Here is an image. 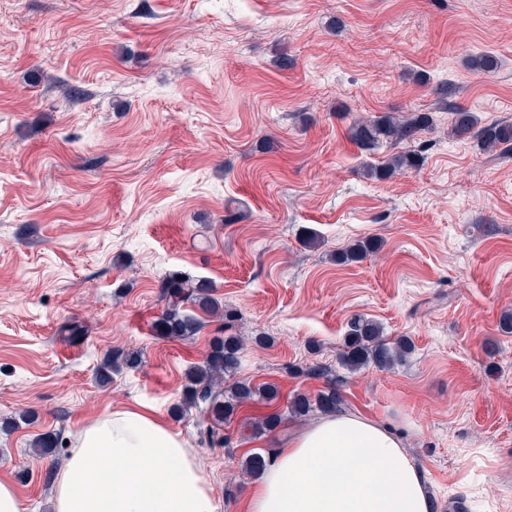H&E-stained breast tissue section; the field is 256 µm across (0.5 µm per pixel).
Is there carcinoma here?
I'll return each mask as SVG.
<instances>
[{
	"mask_svg": "<svg viewBox=\"0 0 512 512\" xmlns=\"http://www.w3.org/2000/svg\"><path fill=\"white\" fill-rule=\"evenodd\" d=\"M496 67L495 57L486 53L478 54L471 60V69L478 73L491 72ZM452 116L451 131L457 140H472L486 152L498 148L512 151V122L494 121L480 127L475 117L462 109L452 112ZM433 124L434 119L428 112H409L404 115L389 112L374 118L354 120L349 127V134L362 148L372 150L383 144L413 142L420 132L433 128ZM419 165L418 154L401 152L393 155L386 164L369 169L368 175L383 180L406 173ZM374 249L372 240H358L336 254V261H357ZM161 296L166 300V307L155 323V329L160 336L181 339L196 335L201 328V322L195 314L184 311L183 306L186 304L218 319L216 335L209 342L205 359L200 365L191 368L185 376L182 400L176 406V411L195 410V426L200 437L212 445L224 444L225 437L216 432V425L232 418L239 403L248 400L270 403L279 397V391L272 384L255 387L247 382L237 381L232 385L231 398L224 400V382L235 376L244 346L241 337L224 335L228 324L235 320V313L224 309V304L215 297L212 286L205 280L183 277L179 279L172 274L161 283ZM411 350L412 345L407 340L389 342L377 322L355 316L349 322L339 360L342 367L351 373L370 364L387 369ZM137 365V356L109 351L98 369L99 381L107 383L112 379L113 372ZM341 405V394L333 384L313 398L296 395L289 404V412L295 417L306 416L316 409L333 414L340 410ZM58 447L59 437L55 432L42 433L33 442L34 453L39 457L54 455Z\"/></svg>",
	"mask_w": 512,
	"mask_h": 512,
	"instance_id": "1",
	"label": "carcinoma"
}]
</instances>
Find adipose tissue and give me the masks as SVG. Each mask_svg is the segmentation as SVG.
<instances>
[{
  "label": "adipose tissue",
  "instance_id": "obj_1",
  "mask_svg": "<svg viewBox=\"0 0 512 512\" xmlns=\"http://www.w3.org/2000/svg\"><path fill=\"white\" fill-rule=\"evenodd\" d=\"M51 512H221L178 432L124 407L79 433ZM427 473L399 434L356 415L319 419L267 460L245 512H431Z\"/></svg>",
  "mask_w": 512,
  "mask_h": 512
}]
</instances>
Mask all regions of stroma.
<instances>
[{"instance_id":"stroma-1","label":"stroma","mask_w":512,"mask_h":512,"mask_svg":"<svg viewBox=\"0 0 512 512\" xmlns=\"http://www.w3.org/2000/svg\"><path fill=\"white\" fill-rule=\"evenodd\" d=\"M0 20V478L22 512H47L78 432L127 406L180 432L240 512L242 461L315 423L288 404L331 377L342 412L399 433L434 512H512V153L450 134L454 107L512 121V0H0ZM482 52L493 72L470 69ZM384 112L434 127L419 168L377 180L364 166L390 148L348 128ZM175 273L236 311L237 380L280 390L220 424L223 447L172 412L217 327L154 332ZM355 315L413 352L349 373ZM111 349L142 363L103 385ZM312 365L327 376L295 372ZM271 413L279 429L254 435ZM48 431L63 444L41 459Z\"/></svg>"}]
</instances>
